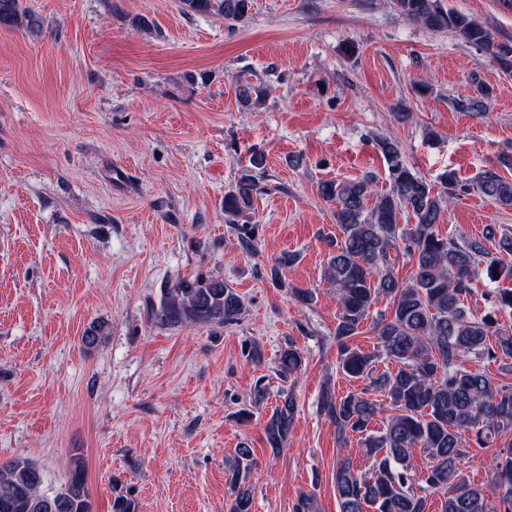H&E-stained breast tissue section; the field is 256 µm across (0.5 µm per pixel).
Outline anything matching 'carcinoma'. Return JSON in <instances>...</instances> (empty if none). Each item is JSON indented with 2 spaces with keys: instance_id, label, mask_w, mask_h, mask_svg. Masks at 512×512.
I'll list each match as a JSON object with an SVG mask.
<instances>
[{
  "instance_id": "obj_1",
  "label": "carcinoma",
  "mask_w": 512,
  "mask_h": 512,
  "mask_svg": "<svg viewBox=\"0 0 512 512\" xmlns=\"http://www.w3.org/2000/svg\"><path fill=\"white\" fill-rule=\"evenodd\" d=\"M194 13L218 12L230 26L248 19L251 0H182ZM406 20L430 30H449L464 42L482 47L505 71H512V45L497 43L479 20L445 9L442 0H393ZM0 24L39 28L36 15L20 8V0H0ZM263 83L246 80L237 87V99L246 110L265 97ZM492 88L474 82L473 91L450 101L452 109L481 115L488 111ZM375 148L388 164L390 188L374 198L373 178L323 180L320 197L335 204L339 236L327 241L324 276L336 288L339 312L335 336L340 344L337 367L345 376L368 381L358 392L337 396L326 389L320 410L335 426L342 441L358 436L364 455L372 460L367 471L349 458L336 464V497L340 512H427V495L438 494L441 512H494L490 498L498 496L501 512H512V441L496 450V467L488 486H474L463 475L462 460L471 448H488L496 438L512 435V385L469 369L467 356L487 361L512 360V328L504 329L501 312L512 314V288L493 289V303L482 315L465 304L480 274L492 284L512 280V232L495 238V230L458 243L442 237L436 226L443 217L444 195L405 163L399 142L382 136ZM265 158L255 154L235 185L224 193V215L230 224L253 206L259 191L257 174ZM476 190L492 202L512 207V181L494 170L484 171ZM411 214L415 223L402 224L399 215ZM497 239L496 253L484 242ZM245 253L255 250L254 227L237 228ZM412 263L401 279L399 259ZM389 298L391 312L372 324L374 352L352 348L345 340L358 335L378 299ZM243 301L222 279L197 275L177 280L164 289L155 313L157 322L224 324L237 319ZM394 361L393 372L376 373L379 358ZM278 375L286 380L300 371L302 355L293 346L279 356ZM281 405L264 424L266 442L279 452L288 441L295 413L294 397L280 392ZM380 430L370 429L376 421ZM428 459L424 474L413 471L414 455ZM253 467L252 450H236L227 470L232 491L230 512H252V488L247 483ZM42 472L27 458L0 465V512H92L86 470L77 456L64 487L41 491Z\"/></svg>"
}]
</instances>
